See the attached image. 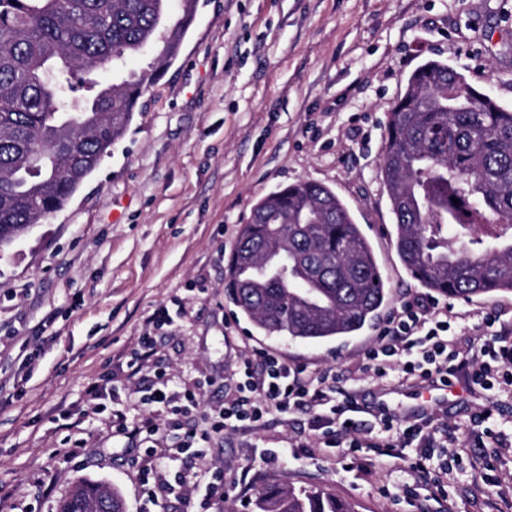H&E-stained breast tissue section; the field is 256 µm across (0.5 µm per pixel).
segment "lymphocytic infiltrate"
<instances>
[{
	"instance_id": "f902f5d3",
	"label": "lymphocytic infiltrate",
	"mask_w": 512,
	"mask_h": 512,
	"mask_svg": "<svg viewBox=\"0 0 512 512\" xmlns=\"http://www.w3.org/2000/svg\"><path fill=\"white\" fill-rule=\"evenodd\" d=\"M495 315L482 319L484 333L475 352L462 351L456 342V328L447 308L438 300L413 295L403 299L386 318L373 346L364 354L363 369L382 377L400 371L404 377L422 382L448 383L465 378L484 389L505 383L512 386V331L495 330ZM233 395L214 409L211 429L189 434L176 442L181 452L194 444L208 442L212 435L230 430H257L272 415L289 416L298 411H313L312 429L319 450L345 448L352 462H362V450L375 449L378 455L391 457L397 449H426L436 442L427 421L382 416L375 430L359 435L351 415L357 410L354 390L337 388L336 375L329 370H312L289 364L276 353L253 347L242 355L232 373ZM141 404L148 413L136 425L117 418L116 428L137 437L158 434L161 426H172L174 417L186 414L198 404L194 390L172 391L161 379L145 390ZM164 415L163 424H155L153 415Z\"/></svg>"
}]
</instances>
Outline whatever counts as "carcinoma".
Returning a JSON list of instances; mask_svg holds the SVG:
<instances>
[{
	"mask_svg": "<svg viewBox=\"0 0 512 512\" xmlns=\"http://www.w3.org/2000/svg\"><path fill=\"white\" fill-rule=\"evenodd\" d=\"M168 20V0H0V247L60 210L123 135L192 18ZM148 48L147 68L123 73ZM100 69L119 82L101 84ZM380 174L395 248L414 280L449 297L512 292V109L428 61L389 113ZM225 291L264 335L312 345L356 334L388 300L348 206L308 180L252 207ZM122 504L118 492L83 481L59 512ZM254 507L352 512L324 487L275 480Z\"/></svg>",
	"mask_w": 512,
	"mask_h": 512,
	"instance_id": "1",
	"label": "carcinoma"
}]
</instances>
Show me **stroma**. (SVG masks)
<instances>
[{"instance_id": "obj_1", "label": "stroma", "mask_w": 512, "mask_h": 512, "mask_svg": "<svg viewBox=\"0 0 512 512\" xmlns=\"http://www.w3.org/2000/svg\"><path fill=\"white\" fill-rule=\"evenodd\" d=\"M428 60L512 109V0H197L178 57L109 154L61 210L0 250V512H57L83 480L114 488L127 512H144L149 481L166 485V512H197L206 464L233 486L209 512H250L271 477L327 487L355 512H442L439 502L403 491L411 448L392 474L375 464L349 467L339 449L260 459L263 448L311 444L309 413L216 437L200 460H158L112 425L116 410L145 416L139 391L160 374L201 383L186 422L205 428L246 342L352 380L357 417L368 424L385 399L401 417L415 407L435 414L462 439L465 421L488 404L494 425L512 428V392L455 380L436 402L398 374L362 372L378 326L317 347L270 339L224 291L253 204L304 179L330 187L351 210L387 282L389 307L421 293L393 244L379 166L388 114ZM175 299L184 316L148 366L130 375L127 362L151 332V315ZM440 302L449 319H464L459 341L490 312L512 328V292ZM94 385L117 391L100 414L90 409ZM443 466L455 512H512V496L499 497L466 453L432 449L430 469Z\"/></svg>"}]
</instances>
